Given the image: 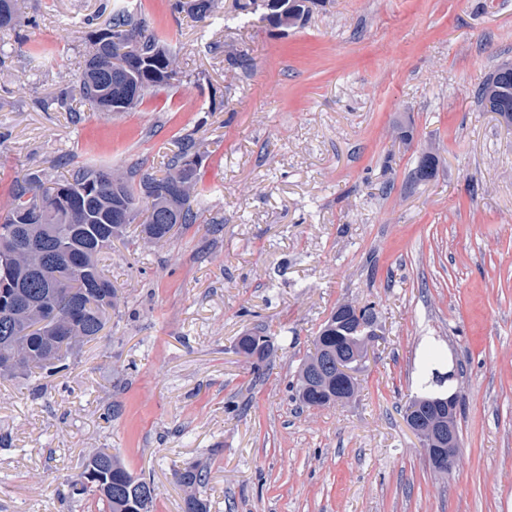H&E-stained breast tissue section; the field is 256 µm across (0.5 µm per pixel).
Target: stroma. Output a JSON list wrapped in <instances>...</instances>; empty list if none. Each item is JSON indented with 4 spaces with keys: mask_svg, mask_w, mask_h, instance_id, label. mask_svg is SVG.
I'll use <instances>...</instances> for the list:
<instances>
[{
    "mask_svg": "<svg viewBox=\"0 0 512 512\" xmlns=\"http://www.w3.org/2000/svg\"><path fill=\"white\" fill-rule=\"evenodd\" d=\"M113 2L23 0L0 32V212L18 179L154 171L187 133L204 207L169 241L113 242L118 306L68 371L0 376V512H103L68 495L99 448L153 481L155 512H184L174 471L198 462L210 512H512V125L475 98L512 64V0H319L284 31L236 0L201 19L129 0L175 79L126 112H68L55 97ZM368 302L353 398L301 406L320 326ZM255 329L262 360L237 349ZM428 336L457 370L447 475L405 419Z\"/></svg>",
    "mask_w": 512,
    "mask_h": 512,
    "instance_id": "stroma-1",
    "label": "stroma"
}]
</instances>
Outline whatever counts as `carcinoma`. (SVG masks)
Returning a JSON list of instances; mask_svg holds the SVG:
<instances>
[{
	"label": "carcinoma",
	"instance_id": "cac0c4a2",
	"mask_svg": "<svg viewBox=\"0 0 512 512\" xmlns=\"http://www.w3.org/2000/svg\"><path fill=\"white\" fill-rule=\"evenodd\" d=\"M310 0H271L265 19L274 28H288L307 18ZM17 0H0V28L12 26ZM213 0H169L173 14L199 18L211 10ZM173 56L145 12L115 4L108 29L93 43L85 60L78 88L79 99L112 112V99L125 102L122 111L143 102L154 89L174 79ZM480 105L512 123V66L495 70L476 90ZM198 141L182 137L177 151L160 173L137 168L121 174L108 169L79 167L47 185L36 175L16 182L11 204L0 214V374L31 376L68 370L83 342L101 336L108 310L115 306L116 291L100 266L104 251L122 238L133 223L147 243L171 238L175 228L194 224L200 209L192 199L199 195ZM39 246L27 268L5 275L20 239ZM360 315L336 320L332 315L319 329L313 348L301 369L328 364L336 372V351L376 333L364 325L376 324L375 307H359ZM239 352L259 360L270 350L266 336L247 333L237 341ZM421 390L429 396L445 384L439 366L423 371ZM296 397L305 407L336 403V387L320 391L297 378ZM177 481L194 488L206 483L208 472L194 467L177 469ZM73 497L96 496L107 512H154L152 481L137 477L107 448L84 462L79 478L70 484Z\"/></svg>",
	"mask_w": 512,
	"mask_h": 512
}]
</instances>
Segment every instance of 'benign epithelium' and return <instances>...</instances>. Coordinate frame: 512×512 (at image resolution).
Here are the masks:
<instances>
[{"label":"benign epithelium","mask_w":512,"mask_h":512,"mask_svg":"<svg viewBox=\"0 0 512 512\" xmlns=\"http://www.w3.org/2000/svg\"><path fill=\"white\" fill-rule=\"evenodd\" d=\"M459 392L436 400L427 414L420 418L412 411L408 421L423 440L427 458L433 471L446 475L456 459L459 435L456 427L459 410Z\"/></svg>","instance_id":"1"}]
</instances>
